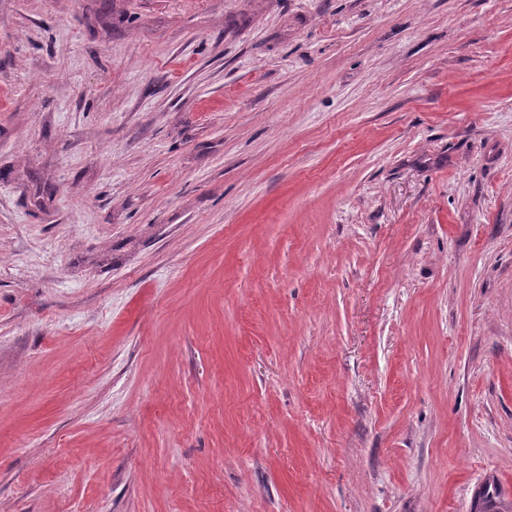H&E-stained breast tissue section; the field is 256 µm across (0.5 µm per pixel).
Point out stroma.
Instances as JSON below:
<instances>
[{
	"label": "stroma",
	"mask_w": 512,
	"mask_h": 512,
	"mask_svg": "<svg viewBox=\"0 0 512 512\" xmlns=\"http://www.w3.org/2000/svg\"><path fill=\"white\" fill-rule=\"evenodd\" d=\"M512 512V0H0V512Z\"/></svg>",
	"instance_id": "stroma-1"
}]
</instances>
